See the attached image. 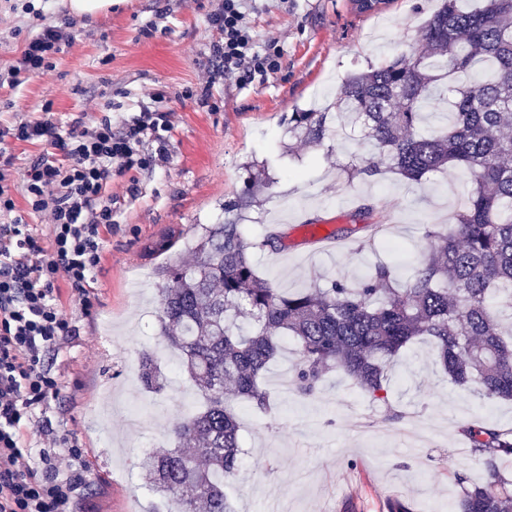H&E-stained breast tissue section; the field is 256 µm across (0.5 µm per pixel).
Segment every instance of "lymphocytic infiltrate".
Masks as SVG:
<instances>
[{"instance_id": "1", "label": "lymphocytic infiltrate", "mask_w": 512, "mask_h": 512, "mask_svg": "<svg viewBox=\"0 0 512 512\" xmlns=\"http://www.w3.org/2000/svg\"><path fill=\"white\" fill-rule=\"evenodd\" d=\"M208 22L223 38L211 50L225 79L246 82L275 70L277 41L258 43L245 0H222ZM34 32L12 62L0 68V88L23 84L36 71L53 69V57L69 46V23L35 13ZM39 119L0 123V512H76L85 483L82 452L49 438L47 451L32 457L25 448L36 410L47 407L61 382L44 358L72 325L60 302L61 286L84 298L85 285L101 259V231L112 222V173L167 163L169 112L155 102L140 103L120 126L111 104L95 117L60 126L50 106ZM16 142L41 143L21 181H14ZM153 154H143L145 143ZM22 184L26 211L13 194ZM50 213L47 237L33 233L27 214Z\"/></svg>"}]
</instances>
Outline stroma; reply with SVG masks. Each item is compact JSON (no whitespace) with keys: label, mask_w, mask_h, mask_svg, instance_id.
Returning a JSON list of instances; mask_svg holds the SVG:
<instances>
[{"label":"stroma","mask_w":512,"mask_h":512,"mask_svg":"<svg viewBox=\"0 0 512 512\" xmlns=\"http://www.w3.org/2000/svg\"><path fill=\"white\" fill-rule=\"evenodd\" d=\"M221 0H125L96 20L75 19L79 34L55 55V69L32 73L16 89L0 90V122L33 117L50 104L59 125L86 108L85 91L113 101V124L139 102L162 96L172 115L170 159L162 166L114 173L112 224L88 287V309L62 295L73 332L47 354L45 366L61 383L58 397L38 413L28 446L39 449L46 431L83 451L87 481L77 512H173L174 503L144 484L138 462L167 446L168 425L203 405L180 369H168L169 349L156 313L163 285L155 269L189 264L185 242L159 253L163 237H192L202 224H241L256 241L252 261L288 292L324 284L356 283L377 262L392 265L404 284L429 250L430 225L446 223L470 189L457 167L411 184L389 172L372 181L348 179L364 138L349 124L346 140L315 145L288 129L291 113L322 109L345 77L386 56L418 54L417 31L430 0H383L360 13L352 0H249V23L259 42L278 41L276 70L247 84L225 80L211 61L221 33L209 15ZM66 18L64 0H0V68L21 50L30 29L27 6ZM151 34H144L146 23ZM209 95L208 106L195 96ZM382 225L373 245L351 232L349 215L362 201ZM320 219L346 234V246L324 252L308 243L303 218ZM282 249L262 246L271 227ZM153 350L166 365L163 394L137 382L139 355ZM295 356L284 346L264 384L275 404L260 414L238 403L245 455L224 491L235 512H440L461 488L456 475L483 482L486 470L460 433L466 423L512 427V401L488 402L453 384L436 365L430 345H410L388 367L389 405L371 403L352 378L330 374L311 397L284 395ZM399 413L387 416L388 409Z\"/></svg>","instance_id":"1"}]
</instances>
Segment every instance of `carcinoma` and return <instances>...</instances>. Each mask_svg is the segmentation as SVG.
Returning a JSON list of instances; mask_svg holds the SVG:
<instances>
[{"label":"carcinoma","instance_id":"carcinoma-1","mask_svg":"<svg viewBox=\"0 0 512 512\" xmlns=\"http://www.w3.org/2000/svg\"><path fill=\"white\" fill-rule=\"evenodd\" d=\"M421 53L396 55L349 75L337 93L336 117L364 121L370 150L355 155L350 177L388 170L419 181L450 165L472 189L446 224L428 231L431 250L403 288L380 264L356 284L285 293L258 274L250 251L280 246L281 234L257 243L241 224L202 228L189 265L169 264L157 276L160 335L203 398V407L171 423L177 442L139 462L149 486L181 501L180 512H235L224 480L242 465L240 426L231 401L271 410L263 375L289 339L299 357L292 380L301 396L341 369L371 400L389 405L387 363L418 337L433 340L445 374L485 400H512V337L503 335L502 309L512 316V0H484L465 10L443 0L419 30ZM451 77V120L417 131L424 109ZM327 112H294L288 119L311 143L333 134ZM141 386L166 387L155 352L141 353ZM462 434L488 475L465 486L456 512H512V485L498 466L512 460V428L465 424Z\"/></svg>","mask_w":512,"mask_h":512}]
</instances>
